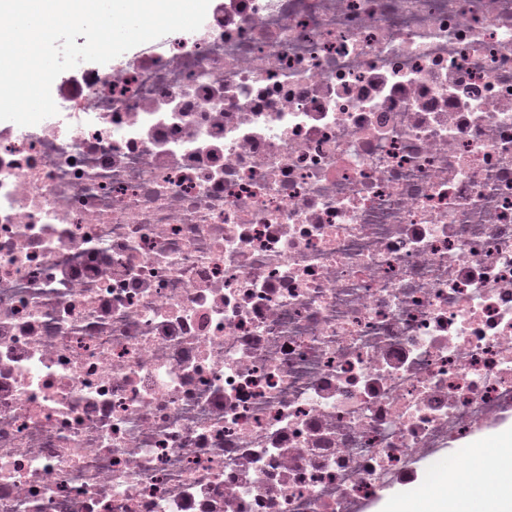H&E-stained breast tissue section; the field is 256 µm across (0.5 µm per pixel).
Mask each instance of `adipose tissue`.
Returning a JSON list of instances; mask_svg holds the SVG:
<instances>
[{"mask_svg": "<svg viewBox=\"0 0 512 512\" xmlns=\"http://www.w3.org/2000/svg\"><path fill=\"white\" fill-rule=\"evenodd\" d=\"M488 448L473 449L464 466L469 493L461 495L440 481L419 497L397 492L385 498L381 512H512V427L496 430ZM495 472L486 480V469Z\"/></svg>", "mask_w": 512, "mask_h": 512, "instance_id": "adipose-tissue-1", "label": "adipose tissue"}]
</instances>
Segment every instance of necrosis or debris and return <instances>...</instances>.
<instances>
[{"mask_svg": "<svg viewBox=\"0 0 512 512\" xmlns=\"http://www.w3.org/2000/svg\"><path fill=\"white\" fill-rule=\"evenodd\" d=\"M0 121V512H360L512 415V0H225Z\"/></svg>", "mask_w": 512, "mask_h": 512, "instance_id": "1", "label": "necrosis or debris"}]
</instances>
